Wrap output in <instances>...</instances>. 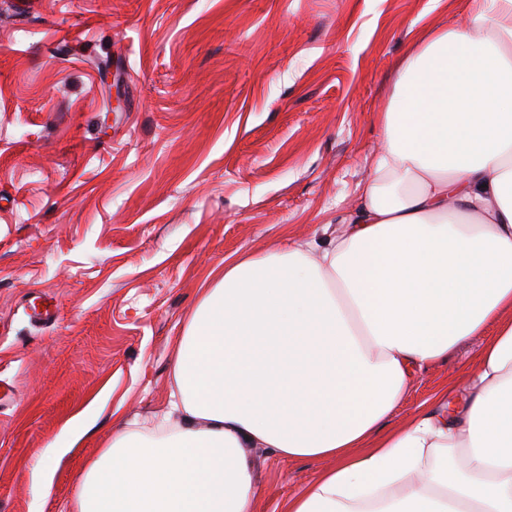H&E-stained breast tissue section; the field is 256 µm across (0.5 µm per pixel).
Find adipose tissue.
Returning <instances> with one entry per match:
<instances>
[{"label": "adipose tissue", "instance_id": "1", "mask_svg": "<svg viewBox=\"0 0 512 512\" xmlns=\"http://www.w3.org/2000/svg\"><path fill=\"white\" fill-rule=\"evenodd\" d=\"M326 241L228 262L177 341L175 425L126 429L75 512H256L247 455L327 466L283 512H512V0L426 34ZM496 334L384 432L412 379Z\"/></svg>", "mask_w": 512, "mask_h": 512}]
</instances>
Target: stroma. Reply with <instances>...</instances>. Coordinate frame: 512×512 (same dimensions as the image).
<instances>
[{
    "mask_svg": "<svg viewBox=\"0 0 512 512\" xmlns=\"http://www.w3.org/2000/svg\"><path fill=\"white\" fill-rule=\"evenodd\" d=\"M0 16V512H63L88 463L168 409L175 341L225 262L323 239L368 179L423 33L478 0H11ZM119 84L122 111L109 109ZM54 318L25 306L45 297ZM430 365L400 427L476 368ZM83 415L88 432L64 431ZM248 455L258 512L321 463Z\"/></svg>",
    "mask_w": 512,
    "mask_h": 512,
    "instance_id": "stroma-1",
    "label": "stroma"
}]
</instances>
